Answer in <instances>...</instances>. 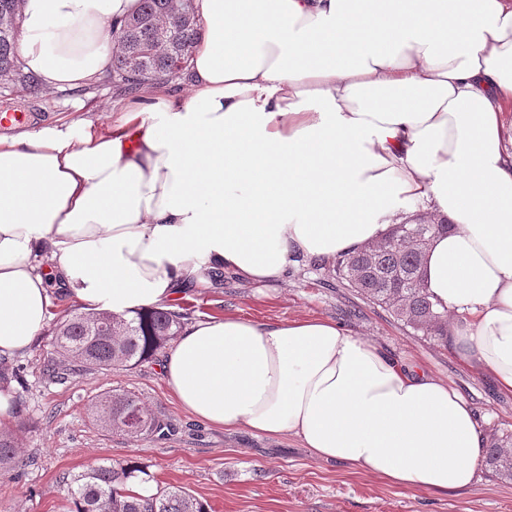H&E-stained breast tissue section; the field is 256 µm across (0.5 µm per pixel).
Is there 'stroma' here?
<instances>
[{"label":"stroma","mask_w":512,"mask_h":512,"mask_svg":"<svg viewBox=\"0 0 512 512\" xmlns=\"http://www.w3.org/2000/svg\"><path fill=\"white\" fill-rule=\"evenodd\" d=\"M31 116L72 110L68 92L30 94L18 88ZM190 320L239 316L258 323L329 318L352 335L454 388L471 407L483 441L512 434V393L468 367L440 340L414 334L387 311L340 287L316 260H297L286 280L268 284L225 275L220 288L200 286L178 300ZM52 348L44 330L16 357L24 383L15 411L28 424L19 433L25 466L0 473V512H68L62 475L103 463H130L159 486L188 490L210 512H512V480L478 466L475 482L440 493L399 486L342 461L315 458L294 435L267 437L209 426L178 405L165 387L159 360L130 369L77 373L57 382L43 372ZM110 389L135 392L176 425L159 439H132L96 426L91 404Z\"/></svg>","instance_id":"obj_1"}]
</instances>
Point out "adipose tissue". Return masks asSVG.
<instances>
[{"label": "adipose tissue", "instance_id": "adipose-tissue-1", "mask_svg": "<svg viewBox=\"0 0 512 512\" xmlns=\"http://www.w3.org/2000/svg\"><path fill=\"white\" fill-rule=\"evenodd\" d=\"M138 0H21L17 51L48 90L97 82ZM186 80L104 125L0 135V357L29 352L52 296L129 318L228 272L451 223L423 284L448 338L512 391V0H194ZM166 387L216 428L297 436L315 457L456 490L483 446L460 394L336 321L192 323Z\"/></svg>", "mask_w": 512, "mask_h": 512}]
</instances>
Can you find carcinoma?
<instances>
[{
    "mask_svg": "<svg viewBox=\"0 0 512 512\" xmlns=\"http://www.w3.org/2000/svg\"><path fill=\"white\" fill-rule=\"evenodd\" d=\"M185 0H141L139 10L120 27H111L116 51L110 76L116 91L136 94L148 82L180 77L188 69L201 39L193 5ZM20 0H0V95L20 83L37 94L39 78L24 72L17 54L16 35L21 26ZM452 225L424 218L417 224H397L376 245L338 255L324 262L329 276L363 300L388 311L424 336L446 341L448 312L442 311L422 285V256L432 238ZM185 313L155 306L132 319L107 311L79 313L55 325L53 353L46 371L63 379L75 372L132 367L153 358L174 341L184 326ZM134 408L146 419V428L132 431L124 421ZM95 423L132 438L165 437L173 425L136 394L111 390L92 405ZM509 439L493 438L485 448V466L501 478H512ZM17 430L0 426V472L22 467ZM135 465H98L77 475L62 477L73 504L71 512H208L207 505L181 487H159L142 497L126 489Z\"/></svg>",
    "mask_w": 512,
    "mask_h": 512,
    "instance_id": "carcinoma-1",
    "label": "carcinoma"
}]
</instances>
